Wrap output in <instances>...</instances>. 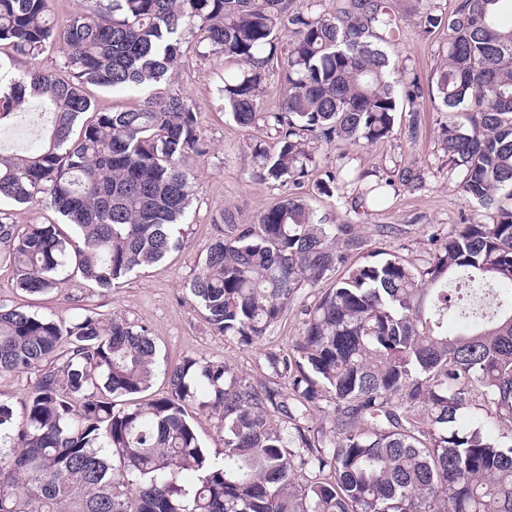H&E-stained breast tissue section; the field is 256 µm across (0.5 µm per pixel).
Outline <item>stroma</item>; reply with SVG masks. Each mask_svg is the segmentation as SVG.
<instances>
[{"instance_id":"1","label":"stroma","mask_w":512,"mask_h":512,"mask_svg":"<svg viewBox=\"0 0 512 512\" xmlns=\"http://www.w3.org/2000/svg\"><path fill=\"white\" fill-rule=\"evenodd\" d=\"M459 2L388 0L397 32L384 49L396 66V78L416 83L421 89L417 116L400 109L392 135L374 145L339 149L316 140L310 144L319 170L345 165L368 173L371 180L397 184L396 193L382 206L364 202L359 184L338 188L329 197L318 193L316 180L311 177L302 189L312 207L326 215L330 223L355 225L366 241V252L381 259L399 254L414 265H422L428 258L433 236L447 235L464 219L481 217L480 210L461 193L458 179L450 173L448 158L440 148L448 114L432 86L435 70L445 58L447 34L438 29L426 31L420 24L423 14L448 13ZM223 84V60L204 58L190 49L170 78L146 89L112 91L88 87L92 110L82 117L86 123L98 112L140 107L155 94L177 91L192 103L209 150L184 162L193 175V196L182 226L183 243L162 261L143 267L136 277L109 291L88 287L76 276L64 291L32 296L16 288L14 269L2 264L0 301L52 314L66 322L77 319L87 308L106 317L118 314L149 329L160 363L173 365L187 355L223 361L251 381L277 384L286 394L290 391L288 379L275 374L268 358L292 350L302 332L305 311L322 295V288H299L280 322L262 341L252 345L213 332L187 291L203 263L208 244L220 233L221 210L232 209L237 223L252 224L260 211L288 193L287 187L251 180V145L259 143L267 150H276V135L262 127L242 128L225 114L220 95ZM406 174L413 175V183L402 184L401 178ZM386 225L394 227V234L383 235Z\"/></svg>"}]
</instances>
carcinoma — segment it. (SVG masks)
<instances>
[{"label": "carcinoma", "instance_id": "carcinoma-1", "mask_svg": "<svg viewBox=\"0 0 512 512\" xmlns=\"http://www.w3.org/2000/svg\"><path fill=\"white\" fill-rule=\"evenodd\" d=\"M49 0H0V45L36 57L63 54L64 78L0 62V120L30 99L49 106L37 149L0 153V200L44 202L72 229L0 216V262L29 294L60 290L73 276L101 289L126 282L180 245L191 182L181 162L207 143L186 96L150 97L141 108L91 110L88 85L136 89L161 82L184 47L216 55L224 111L243 128L275 131L278 148L252 149L250 177L293 190L254 225L220 214L224 231L188 284L210 328L251 345L282 319L298 288L331 282L289 354L269 364L291 395L252 382L224 362L185 357L151 388L157 350L148 330L92 309L66 323L0 304V373L34 370L21 418L0 401V512H512V23L505 0H461L424 25L448 34L435 71L448 112L442 149L463 195L491 223L461 224L434 239L424 268L392 255L353 257L364 240L329 224L297 189L316 166L311 140L372 145L393 131L399 100L417 123L419 87H400L380 42L395 21L381 2L321 0H88L64 24ZM294 37L282 50L279 36ZM278 107L258 100L273 66ZM465 113L469 125L456 120ZM392 182L367 184L387 201ZM463 324L448 335V318ZM206 389L211 399L197 401ZM327 392L336 432L312 426ZM474 394L498 431L467 433L458 416ZM224 422L212 458L188 409ZM421 412H415L416 407ZM279 415L271 424L270 413ZM295 449H290V446Z\"/></svg>", "mask_w": 512, "mask_h": 512}]
</instances>
